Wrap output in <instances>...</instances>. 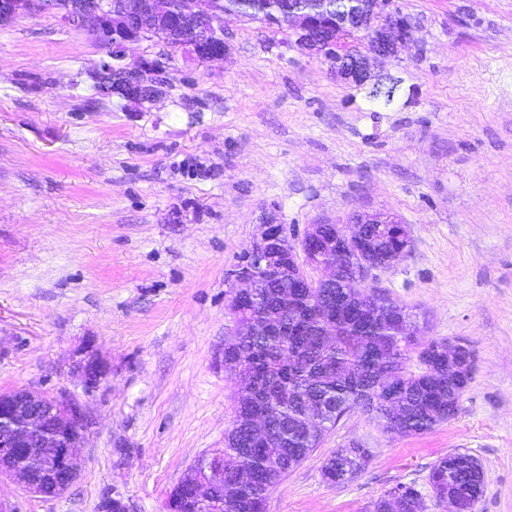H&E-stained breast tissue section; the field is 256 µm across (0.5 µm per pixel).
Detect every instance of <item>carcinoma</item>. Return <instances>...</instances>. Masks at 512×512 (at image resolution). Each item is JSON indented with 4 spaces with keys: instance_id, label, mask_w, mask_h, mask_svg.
<instances>
[{
    "instance_id": "obj_1",
    "label": "carcinoma",
    "mask_w": 512,
    "mask_h": 512,
    "mask_svg": "<svg viewBox=\"0 0 512 512\" xmlns=\"http://www.w3.org/2000/svg\"><path fill=\"white\" fill-rule=\"evenodd\" d=\"M218 17L236 16L277 25L293 7L332 27L336 0H213ZM192 34L179 23L160 29L159 39L176 51ZM373 249L353 248L336 257V287L304 288L298 316L281 303L291 289L288 271L258 280L254 298L242 311L244 335L227 353L224 372L246 386L224 433V512H262L274 482L299 466L351 410L361 408L386 433L423 434L451 419L471 373L463 353L448 357V343L424 335L413 314L401 309V322H376L373 312L394 305L348 276L347 266L402 258L407 239H395L387 224H366ZM310 404L326 409V424L306 420ZM262 418L266 433L256 434L252 418ZM370 462L358 444L339 448L324 463L331 484L354 479ZM245 472L241 484L235 474ZM436 498L471 492L485 485L482 465L471 455L448 452L430 467ZM373 512H422L421 496L399 485L373 504Z\"/></svg>"
}]
</instances>
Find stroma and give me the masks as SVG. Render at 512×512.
Returning <instances> with one entry per match:
<instances>
[{
    "instance_id": "stroma-1",
    "label": "stroma",
    "mask_w": 512,
    "mask_h": 512,
    "mask_svg": "<svg viewBox=\"0 0 512 512\" xmlns=\"http://www.w3.org/2000/svg\"><path fill=\"white\" fill-rule=\"evenodd\" d=\"M415 43L374 65L391 104L337 78L291 31L224 20V58L175 53L163 94L96 96L105 53L56 10L0 24V392L68 394L84 408L76 482L52 498L0 481L12 512H162L194 461L223 447L236 386L224 372L232 271L275 212L298 242L357 212L405 224L408 255L377 273L429 334L464 342L456 415L420 435L352 410L271 491L267 512H372L419 491L448 452L485 472L476 512H512V0H397ZM110 368L92 394L70 372ZM372 459L328 483L324 461ZM352 444L348 448L337 449L324 463L322 475L331 484H341L354 479L363 472L370 462L366 448ZM421 502V496L413 486L399 485L373 504V512H421Z\"/></svg>"
}]
</instances>
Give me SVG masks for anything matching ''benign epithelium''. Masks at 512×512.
<instances>
[{
  "mask_svg": "<svg viewBox=\"0 0 512 512\" xmlns=\"http://www.w3.org/2000/svg\"><path fill=\"white\" fill-rule=\"evenodd\" d=\"M198 0H167L164 15L182 18L190 22L194 30L221 40L216 46L203 47L200 39L189 41L185 47L199 60H210L224 56L226 44L224 24L217 22L213 12L197 9ZM35 9L34 0H3L0 3V21L27 15ZM151 4L144 0H97L94 6L77 3L64 10L60 19L68 25H81L93 19L91 29L94 40L106 52V59L97 66V71L107 73L120 68L125 73L121 86L112 91L114 95L142 99L145 91L160 86L167 72L168 58L159 55L146 58L136 67L125 65L126 49L131 43L152 42L157 38L156 28L145 22ZM398 9L395 0H354V4L336 12V35L334 39L319 35L309 15L298 9L283 17L281 24L293 27L298 34L297 45L323 56L331 63L336 76L346 81L355 79L368 82L372 79L370 61L389 58L399 49L413 42V24L408 19H396ZM367 33L373 39L367 53L347 56L340 48V35L344 33ZM356 231L346 234L342 228L328 242L329 250H336V243L359 244L363 237L358 231L362 224H393L401 222L387 214L376 218L372 214H357L352 220ZM318 225L313 224L296 250L286 246L287 236L275 213L265 215L259 237L247 250V271L237 275L236 291L230 297V313L233 328L231 336L243 335L239 323L243 298L250 296L256 287L252 274L262 271L283 270L288 259L300 253L307 266L315 268L317 280L332 284L336 282V265L326 263L315 247ZM73 373L78 377L83 391L94 392L108 376L106 365L92 353L75 361ZM86 447L84 414L80 405L67 396H49L26 389L0 393V478L15 480L24 491L43 498L56 497L64 493L78 477L77 460ZM43 455L49 456L52 466L48 471L36 474L25 467L26 462ZM187 485L191 495L180 496V489ZM224 488V457H207L189 468L182 480L169 492L165 501V512H199L204 507L222 503L216 492Z\"/></svg>",
  "mask_w": 512,
  "mask_h": 512,
  "instance_id": "obj_1",
  "label": "benign epithelium"
}]
</instances>
